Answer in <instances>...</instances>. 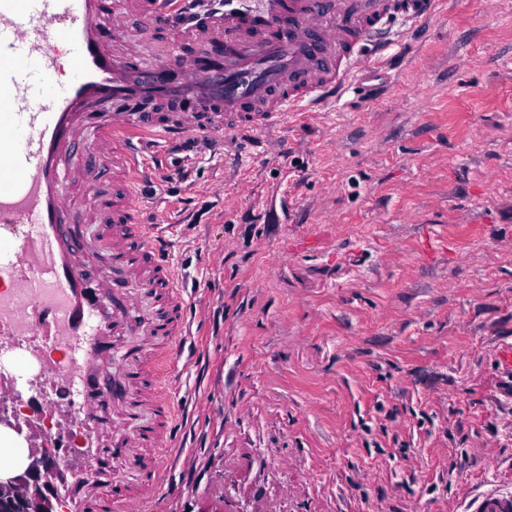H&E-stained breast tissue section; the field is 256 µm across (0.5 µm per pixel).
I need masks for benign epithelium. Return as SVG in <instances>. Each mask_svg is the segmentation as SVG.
<instances>
[{
    "mask_svg": "<svg viewBox=\"0 0 512 512\" xmlns=\"http://www.w3.org/2000/svg\"><path fill=\"white\" fill-rule=\"evenodd\" d=\"M55 495V488L34 464L18 475L0 477V512H52Z\"/></svg>",
    "mask_w": 512,
    "mask_h": 512,
    "instance_id": "1",
    "label": "benign epithelium"
}]
</instances>
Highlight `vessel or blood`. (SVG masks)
<instances>
[{
	"label": "vessel or blood",
	"mask_w": 512,
	"mask_h": 512,
	"mask_svg": "<svg viewBox=\"0 0 512 512\" xmlns=\"http://www.w3.org/2000/svg\"><path fill=\"white\" fill-rule=\"evenodd\" d=\"M437 11L438 0H0V355L37 368L24 394L0 372V414L25 401L34 439L54 419L68 454L47 477L64 512H141L170 445L175 407L143 379L178 364L185 299L132 191V138L179 145L321 106L352 88L367 45H386L392 21L416 25ZM132 15L171 33L152 42L151 62L120 47ZM82 140L119 185L96 195L91 241L69 226L63 190L85 163L74 152ZM83 253L106 254L137 287L163 289L155 313L139 319L136 296L94 287ZM119 335L133 344L105 382L100 368ZM107 399L129 410L131 432L105 434L98 408ZM466 512H512V493H483Z\"/></svg>",
	"instance_id": "obj_1"
}]
</instances>
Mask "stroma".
Wrapping results in <instances>:
<instances>
[{
    "label": "stroma",
    "mask_w": 512,
    "mask_h": 512,
    "mask_svg": "<svg viewBox=\"0 0 512 512\" xmlns=\"http://www.w3.org/2000/svg\"><path fill=\"white\" fill-rule=\"evenodd\" d=\"M364 99L137 189L191 276L148 512H463L512 491V0H444Z\"/></svg>",
    "instance_id": "obj_1"
}]
</instances>
